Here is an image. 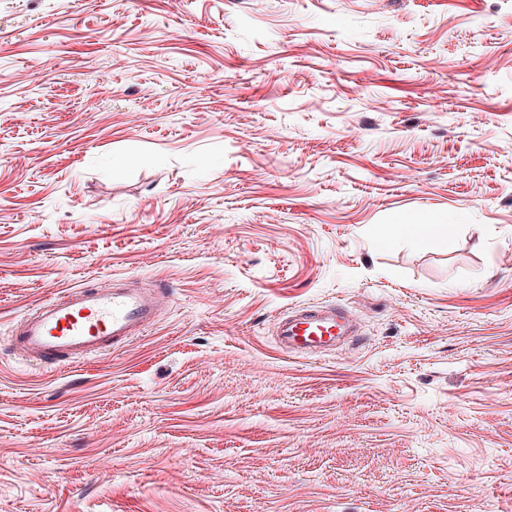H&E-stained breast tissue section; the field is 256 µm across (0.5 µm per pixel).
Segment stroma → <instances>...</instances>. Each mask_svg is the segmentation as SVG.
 <instances>
[{"instance_id": "35a3bbf8", "label": "stroma", "mask_w": 512, "mask_h": 512, "mask_svg": "<svg viewBox=\"0 0 512 512\" xmlns=\"http://www.w3.org/2000/svg\"><path fill=\"white\" fill-rule=\"evenodd\" d=\"M125 281L123 347L2 345ZM312 303L360 340L281 352ZM0 512H512V0H0ZM394 230L399 233L411 234L414 240H423L430 236L438 224L426 222L418 216H402L395 222ZM167 288L134 285L71 289L25 314L7 337L11 349L39 365L61 366L116 347L155 324L170 304Z\"/></svg>"}]
</instances>
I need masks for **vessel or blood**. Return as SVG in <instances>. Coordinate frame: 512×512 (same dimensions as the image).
<instances>
[{"label":"vessel or blood","mask_w":512,"mask_h":512,"mask_svg":"<svg viewBox=\"0 0 512 512\" xmlns=\"http://www.w3.org/2000/svg\"><path fill=\"white\" fill-rule=\"evenodd\" d=\"M170 302V290L161 287L74 288L63 301L25 314L7 343L36 364L61 366L133 338L155 324ZM357 332L353 317L335 304L304 306L280 315L275 324L278 345L296 354L330 350L340 337Z\"/></svg>","instance_id":"1"}]
</instances>
